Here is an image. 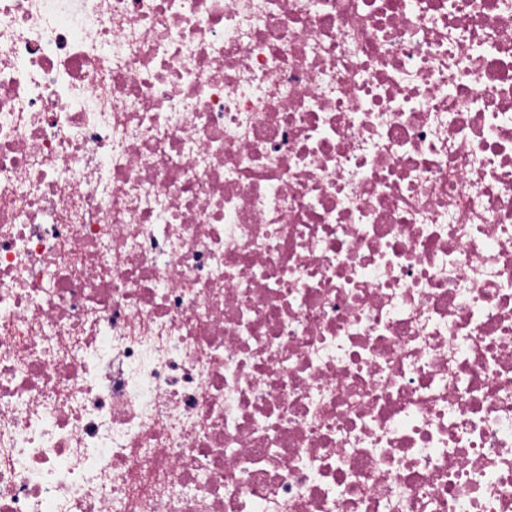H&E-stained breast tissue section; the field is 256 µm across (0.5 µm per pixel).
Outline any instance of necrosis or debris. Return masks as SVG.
Listing matches in <instances>:
<instances>
[{
    "label": "necrosis or debris",
    "instance_id": "obj_1",
    "mask_svg": "<svg viewBox=\"0 0 512 512\" xmlns=\"http://www.w3.org/2000/svg\"><path fill=\"white\" fill-rule=\"evenodd\" d=\"M0 512H512V0H0Z\"/></svg>",
    "mask_w": 512,
    "mask_h": 512
}]
</instances>
